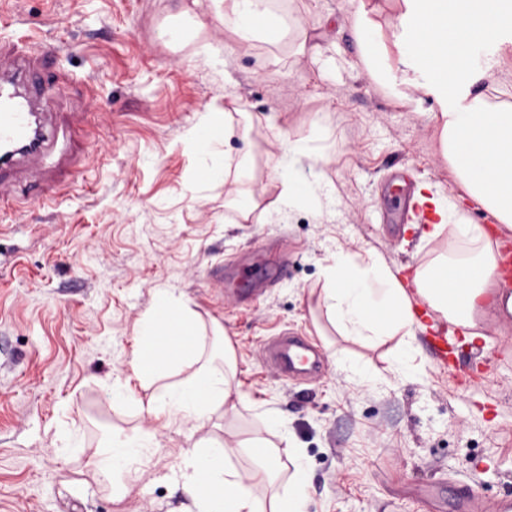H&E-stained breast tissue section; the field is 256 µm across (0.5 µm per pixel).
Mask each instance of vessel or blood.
<instances>
[{"instance_id": "vessel-or-blood-1", "label": "vessel or blood", "mask_w": 512, "mask_h": 512, "mask_svg": "<svg viewBox=\"0 0 512 512\" xmlns=\"http://www.w3.org/2000/svg\"><path fill=\"white\" fill-rule=\"evenodd\" d=\"M39 55L23 48L0 51V209L13 203L10 178L16 169L34 178L52 176L42 166V159L53 138L52 122L40 112L38 103L43 88L37 78ZM269 353L285 376L301 374L303 366L323 369L322 355L299 337L280 336L269 344Z\"/></svg>"}]
</instances>
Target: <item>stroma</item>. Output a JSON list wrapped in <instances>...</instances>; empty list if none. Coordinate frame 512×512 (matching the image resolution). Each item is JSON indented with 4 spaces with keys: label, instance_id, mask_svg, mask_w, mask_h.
I'll return each instance as SVG.
<instances>
[{
    "label": "stroma",
    "instance_id": "stroma-1",
    "mask_svg": "<svg viewBox=\"0 0 512 512\" xmlns=\"http://www.w3.org/2000/svg\"><path fill=\"white\" fill-rule=\"evenodd\" d=\"M192 0H0V48L18 41L50 71L76 77L71 93L46 90L57 120L76 121L48 162L60 189L16 179L12 208L0 210V512H190L175 477V457L197 440L221 442L274 408L290 438L271 477L255 493L270 498L292 473L289 447L311 471L308 512H456L472 493V512H495L512 496V324L497 312L488 334L504 362L473 363L461 347L452 366L421 353L422 375L389 370L388 346L338 336L317 307L323 270L339 240L377 250L388 264L430 261L446 238L403 239L414 214L398 217L387 186H440L458 194L438 151L434 107H405L359 63L351 34L357 0H290L304 31L287 44L240 39L220 14L197 26ZM179 24L189 39L163 38ZM233 45L225 74L207 53ZM109 116L81 120L88 97ZM202 112L217 113L218 150L229 179L202 196L197 163L183 142ZM328 117L336 153L324 168L336 194L338 222L312 214L297 223L230 218L237 199L266 211L280 188L270 183L284 133ZM255 183H236L241 165ZM277 242L284 272L258 300L239 303L217 270L259 272L257 247ZM160 288L178 289L197 318L203 349L230 343L241 402L195 435L138 416L112 399L116 373L130 374L140 322ZM291 333L322 355L345 351L380 376L377 390L348 383L335 367L303 380L262 360L266 340ZM154 431L156 455L121 490L100 484L99 445L115 431ZM78 434L82 445L65 446Z\"/></svg>",
    "mask_w": 512,
    "mask_h": 512
}]
</instances>
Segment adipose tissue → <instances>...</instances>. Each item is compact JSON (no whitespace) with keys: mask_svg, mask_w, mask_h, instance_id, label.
<instances>
[{"mask_svg":"<svg viewBox=\"0 0 512 512\" xmlns=\"http://www.w3.org/2000/svg\"><path fill=\"white\" fill-rule=\"evenodd\" d=\"M211 5L233 18L243 32L271 40L284 39L304 24L289 15L288 0H211ZM399 5L395 23L385 32L375 19L376 6L359 0L351 27L361 59L405 105L420 106L425 96L436 105L432 118L439 152L460 193L452 196L438 186L420 185L413 199L421 206L432 205L437 217L423 238L448 236L455 254L421 264L409 289L398 269L374 251L336 242L320 300L341 335L366 344H391V372L414 378L420 373L418 302L428 304L450 329L461 330L470 343L484 338L489 311L512 315V291L503 288L498 274L501 237L512 233V109L489 106L480 91L512 54V0H399ZM222 138L223 127L214 113H201L184 143L199 162L196 193L227 178L224 161L214 150ZM333 149L330 138L316 129L282 137L273 174L281 192L271 221L292 224L304 211L320 220L335 216L336 198L323 170ZM465 197L495 221L499 239H492L487 227L463 210ZM162 328L178 339L163 361L155 346ZM132 366V377L113 378V396L189 432L241 396L233 350L223 347L216 366L200 364L195 315L173 288L156 292ZM134 380L147 390V398H132ZM248 427L253 440L236 441L234 448L250 455L255 468L238 470L228 454L207 442L197 443L179 463L178 476L193 500L192 512H308L310 475L301 449H293L294 471L269 500L259 499L251 485L253 479L276 471L277 454L264 437L284 435V417L273 409L257 412ZM104 446L107 463L99 474L112 484L147 461L158 442L150 433L116 432Z\"/></svg>","mask_w":512,"mask_h":512,"instance_id":"ef3b65f1","label":"adipose tissue"}]
</instances>
